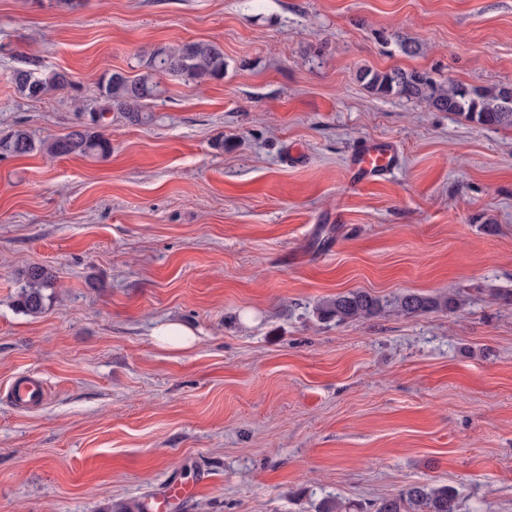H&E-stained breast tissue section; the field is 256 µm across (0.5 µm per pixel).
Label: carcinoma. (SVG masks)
<instances>
[{"mask_svg": "<svg viewBox=\"0 0 512 512\" xmlns=\"http://www.w3.org/2000/svg\"><path fill=\"white\" fill-rule=\"evenodd\" d=\"M142 72L130 78L121 72H112L99 86V95L125 118L135 124L149 119L144 112L148 102L163 94L159 75H172L187 85L200 86L224 77V51L215 43L195 41L177 47L161 46L153 49L141 61ZM359 80L365 88L378 96H399L428 102L440 112L461 114L482 126H512V87L477 88L450 81L438 83L428 74L401 69H364ZM12 82L16 91L29 99H39L52 89H63L71 84L68 73L51 71L39 73L26 67L13 70ZM103 114L91 112L89 119L77 123V128L64 136L43 138L39 141L25 130H14L0 138V150L15 156H25L40 150L52 157L70 155L107 158L112 144L99 131ZM50 270L34 266L24 277L18 293L19 310L30 316L42 314L51 286ZM457 305L448 295L423 296L406 293L397 296L390 306L400 315L417 316L433 311H450ZM378 298L357 290L338 294L320 302L316 314L322 320L355 321L381 311ZM371 512H459L457 491L448 486L412 484L398 495L369 505ZM352 505L339 498L328 497L318 505V512H351Z\"/></svg>", "mask_w": 512, "mask_h": 512, "instance_id": "carcinoma-1", "label": "carcinoma"}]
</instances>
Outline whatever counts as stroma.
I'll use <instances>...</instances> for the list:
<instances>
[{
    "mask_svg": "<svg viewBox=\"0 0 512 512\" xmlns=\"http://www.w3.org/2000/svg\"><path fill=\"white\" fill-rule=\"evenodd\" d=\"M211 41L223 79L165 76L108 158L0 154V512H315L407 486L512 512V127L379 97L359 68L512 85V0H0V135L67 134L98 82ZM416 45L415 54L401 51ZM69 73L34 101L19 59ZM372 139L402 157L350 189ZM55 276L45 313L23 272ZM352 290L367 319L319 320ZM459 306L406 317L399 294ZM193 330L187 349L155 326ZM40 379L17 410L10 386ZM52 280L53 274L47 268L39 266L29 268L18 293L19 310L30 316L42 314L46 309V301L49 300L45 290L51 286ZM382 307L378 298L368 292L357 290L324 300L315 307V310L321 320L336 319V322H348L374 315L381 311ZM153 336H156L157 341L164 347L182 349L190 345L193 334L181 323L167 322L157 326Z\"/></svg>",
    "mask_w": 512,
    "mask_h": 512,
    "instance_id": "35a3bbf8",
    "label": "stroma"
}]
</instances>
